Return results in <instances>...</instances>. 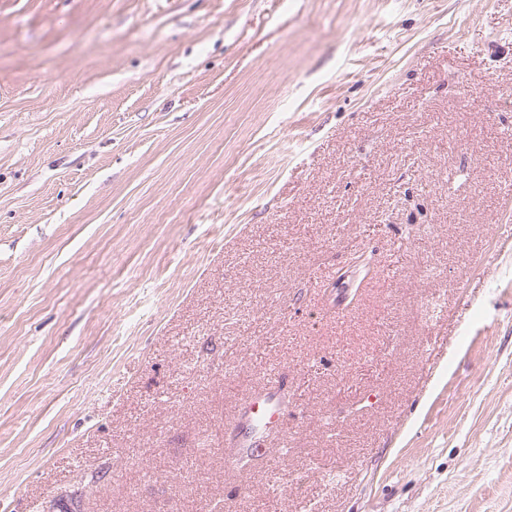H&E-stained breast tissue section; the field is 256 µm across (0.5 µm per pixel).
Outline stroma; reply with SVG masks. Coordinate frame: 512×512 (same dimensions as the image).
<instances>
[{
	"label": "stroma",
	"mask_w": 512,
	"mask_h": 512,
	"mask_svg": "<svg viewBox=\"0 0 512 512\" xmlns=\"http://www.w3.org/2000/svg\"><path fill=\"white\" fill-rule=\"evenodd\" d=\"M510 186L512 0H0V512H512ZM288 380V373H274L270 378L271 386L260 393H250L244 397L241 419H244L249 427L263 426L266 429L277 427L280 416L277 389Z\"/></svg>",
	"instance_id": "1"
}]
</instances>
